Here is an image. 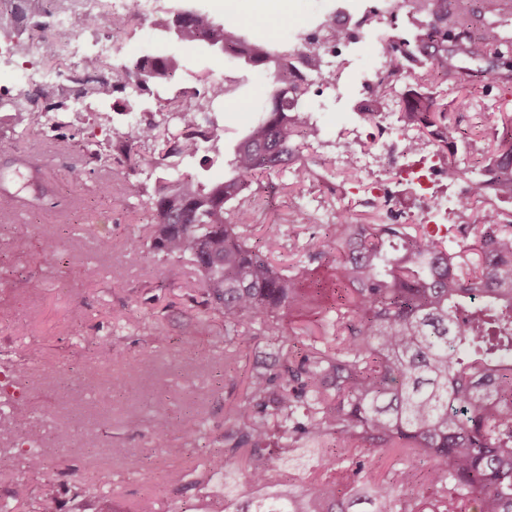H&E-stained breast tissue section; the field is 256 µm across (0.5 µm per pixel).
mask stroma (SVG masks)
Here are the masks:
<instances>
[{
	"label": "stroma",
	"mask_w": 512,
	"mask_h": 512,
	"mask_svg": "<svg viewBox=\"0 0 512 512\" xmlns=\"http://www.w3.org/2000/svg\"><path fill=\"white\" fill-rule=\"evenodd\" d=\"M182 0H162L160 14L152 20H132L123 36L116 61L139 56L147 46L166 50L181 59L169 81H159L144 92L138 108L156 110L188 88H202L203 77H223L230 91L223 105L208 111L218 125L214 148H202L185 170L201 178H217L227 170L233 144L247 127L250 116L243 101L268 100L271 79L260 69L247 67L207 51L190 50L169 42L163 30ZM340 0H288L289 21L273 31L250 28L249 38L272 43L294 37L297 26L310 24ZM44 30L26 31L17 39L19 53L0 66V96L14 97L17 72L48 68V61L30 40L54 34L51 5H43ZM414 28L406 16L376 17L346 65L340 84L315 80L304 103L313 115L317 135L303 140L301 152L316 172L310 182L293 185L286 173L272 176L267 205L257 213L258 228L251 244H258L267 225L279 233L273 246L277 266L286 268L309 261L313 277L327 278L326 267L309 260L314 245L344 209L361 221L376 217L394 223L396 216L419 213L420 199L405 192L391 208L380 207L372 195L374 182H397V169L379 165L374 173H353L336 167V142L351 126L361 128L359 145L376 150L384 140L372 124L361 122L353 86L380 65L375 45L383 34L411 37ZM471 93L472 106L460 121L471 138L457 158L478 155L488 143L505 136L504 115L512 116V70L479 72L468 64L453 78L435 81L432 92L440 102L451 103L460 90ZM93 99L92 106L65 115L62 149L47 150L46 131L29 127L15 109L0 112V140L19 143L43 156V167L55 189L49 206L0 216V417L23 410L21 425L40 429L47 468L32 472L26 465L28 449L0 436V503L8 512H135L144 495H152L153 512H224V474L188 472L179 483L165 475L184 460L203 462L224 445L230 426L229 411L240 398L250 375L281 344L291 353L302 352L307 337L282 338L278 333H258L236 352L237 365L228 369L224 357V321L214 313H201L199 277L192 264L173 262L147 250L129 252L117 243L126 236L148 239L151 211L137 193L146 172L128 173L126 181L113 183V170L88 173L84 183L72 182L69 171L78 159L84 138L108 142L113 130L125 129L127 118L115 112L113 102ZM111 183V196L99 187ZM312 215L309 224L294 220L297 210ZM58 243V256L46 264L45 238ZM23 250H16V240ZM83 312L73 324V309ZM109 342L112 359L99 361L98 341ZM207 357L208 372L197 369L198 357ZM122 375L123 391L112 388V378ZM184 418L195 424L196 434L178 431L158 437L156 423L163 418ZM142 461V469L129 466V458ZM26 483L27 496L12 500L16 482ZM55 486L54 498L42 492L44 483Z\"/></svg>",
	"instance_id": "35a3bbf8"
}]
</instances>
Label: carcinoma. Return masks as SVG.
<instances>
[{
	"label": "carcinoma",
	"instance_id": "cac0c4a2",
	"mask_svg": "<svg viewBox=\"0 0 512 512\" xmlns=\"http://www.w3.org/2000/svg\"><path fill=\"white\" fill-rule=\"evenodd\" d=\"M411 13L413 39L388 38L377 52L385 58L384 75L373 91L378 112L389 89L407 65L425 49L426 77L435 80L457 72L456 61L489 62L512 68V4L478 0L472 11L458 0H396L391 18ZM185 47L212 50L260 67L273 89L261 115L236 142L222 178L200 182L179 164L200 151L204 127L198 112L224 99L226 81H211L204 93L164 105L178 121L177 134L163 141L148 166L171 169L148 202L152 210L148 242L128 236L127 251L148 247L169 258L189 260L200 276L203 307L224 319V342L250 339L248 320L278 331L285 318L310 304L303 288L308 270L274 265L248 243L262 178L287 171L297 184L313 172L300 157L296 139L317 131L302 106L312 81L324 76L323 40H342L346 32L329 16L298 33L294 57L270 44L249 40L237 26L194 4L181 6L172 27ZM180 58L158 55L148 71L129 65L116 70L145 91L158 79L173 76ZM35 121L48 111L67 109L65 102L30 104ZM405 126L417 129L409 143L414 153L433 144L448 150L445 178L469 179L467 196L457 202L460 216L474 217L463 227L476 239L448 246L427 231H408L406 224H354L341 214L327 225L316 258H329L336 281L333 307L307 329L310 350L296 358L279 351L254 372L241 399L231 409L233 423L224 432V449L212 468L229 480L246 473L256 496L241 501L224 486V512H512V219L492 204L512 199V139L503 138L485 168L492 179L475 177L456 155L460 132L435 108L428 91L406 99ZM126 133L113 132L112 142L82 146L87 165H106L121 151L136 165L135 142L155 141L159 125L143 112ZM47 190L34 184L24 194L0 186V215L20 205L42 206ZM17 445L36 442L40 434L0 421V435ZM329 448L309 486L284 489L272 480L274 457L286 454L299 439ZM389 448L406 461L389 480L373 478L342 486L350 476L342 463L365 447ZM431 459L430 496L414 492L413 468L420 456Z\"/></svg>",
	"mask_w": 512,
	"mask_h": 512
}]
</instances>
